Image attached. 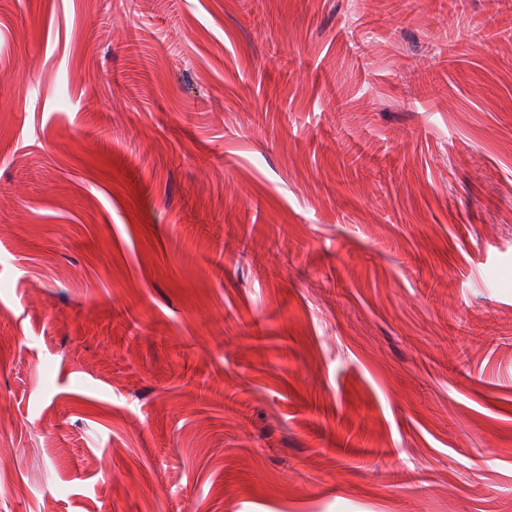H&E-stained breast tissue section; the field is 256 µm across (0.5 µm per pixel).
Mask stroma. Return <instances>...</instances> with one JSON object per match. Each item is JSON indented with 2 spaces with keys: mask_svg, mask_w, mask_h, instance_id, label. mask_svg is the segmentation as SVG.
I'll return each mask as SVG.
<instances>
[{
  "mask_svg": "<svg viewBox=\"0 0 512 512\" xmlns=\"http://www.w3.org/2000/svg\"><path fill=\"white\" fill-rule=\"evenodd\" d=\"M512 0L0 6V512H512Z\"/></svg>",
  "mask_w": 512,
  "mask_h": 512,
  "instance_id": "1",
  "label": "stroma"
}]
</instances>
